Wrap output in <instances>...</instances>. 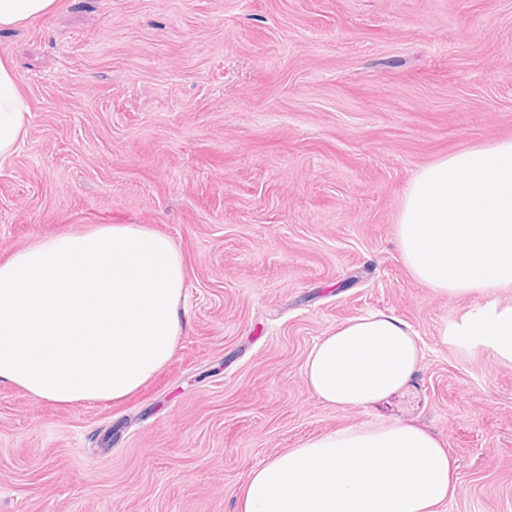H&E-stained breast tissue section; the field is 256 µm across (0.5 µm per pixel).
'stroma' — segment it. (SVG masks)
<instances>
[{"label": "stroma", "mask_w": 512, "mask_h": 512, "mask_svg": "<svg viewBox=\"0 0 512 512\" xmlns=\"http://www.w3.org/2000/svg\"><path fill=\"white\" fill-rule=\"evenodd\" d=\"M30 120L0 161V260L92 224L170 236L185 330L119 403L0 382V512H237L308 438L419 425L455 459L443 512H512V365L444 344L468 298L410 276L395 226L421 168L512 140V0H57L0 31ZM394 313L411 382L339 411L313 345Z\"/></svg>", "instance_id": "1"}]
</instances>
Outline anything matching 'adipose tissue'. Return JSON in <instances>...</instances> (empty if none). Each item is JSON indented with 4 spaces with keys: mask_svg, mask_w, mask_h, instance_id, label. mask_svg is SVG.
Listing matches in <instances>:
<instances>
[{
    "mask_svg": "<svg viewBox=\"0 0 512 512\" xmlns=\"http://www.w3.org/2000/svg\"><path fill=\"white\" fill-rule=\"evenodd\" d=\"M30 109L0 58V160L27 131ZM412 278L475 303L442 340L512 364V140L423 167L396 225ZM182 256L139 224L46 235L0 261V382L68 406L121 401L171 360L184 332ZM423 357L392 313L347 319L312 347L303 380L320 401L365 409L403 389ZM458 488L439 439L402 422L367 423L304 441L254 469L239 512H441Z\"/></svg>",
    "mask_w": 512,
    "mask_h": 512,
    "instance_id": "1",
    "label": "adipose tissue"
}]
</instances>
